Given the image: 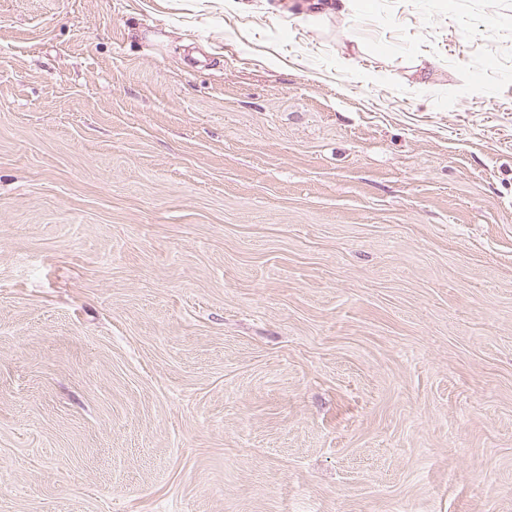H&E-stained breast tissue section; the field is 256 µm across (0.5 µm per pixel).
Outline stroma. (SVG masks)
<instances>
[{"label":"stroma","instance_id":"stroma-1","mask_svg":"<svg viewBox=\"0 0 512 512\" xmlns=\"http://www.w3.org/2000/svg\"><path fill=\"white\" fill-rule=\"evenodd\" d=\"M0 512H512V0H0Z\"/></svg>","mask_w":512,"mask_h":512}]
</instances>
